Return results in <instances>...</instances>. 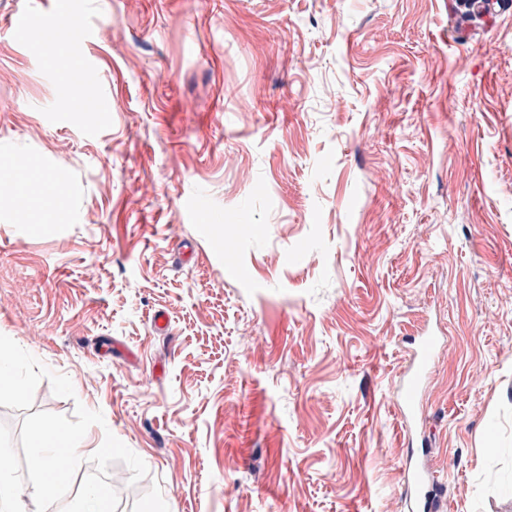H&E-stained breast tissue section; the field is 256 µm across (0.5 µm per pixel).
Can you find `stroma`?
<instances>
[{"label":"stroma","instance_id":"1","mask_svg":"<svg viewBox=\"0 0 512 512\" xmlns=\"http://www.w3.org/2000/svg\"><path fill=\"white\" fill-rule=\"evenodd\" d=\"M78 3L100 119L13 27L55 0H0V175L60 190L0 184V334L75 389L31 410L143 459L119 512H406L397 390L436 325L442 512H512V0ZM26 413L0 453L36 512Z\"/></svg>","mask_w":512,"mask_h":512}]
</instances>
